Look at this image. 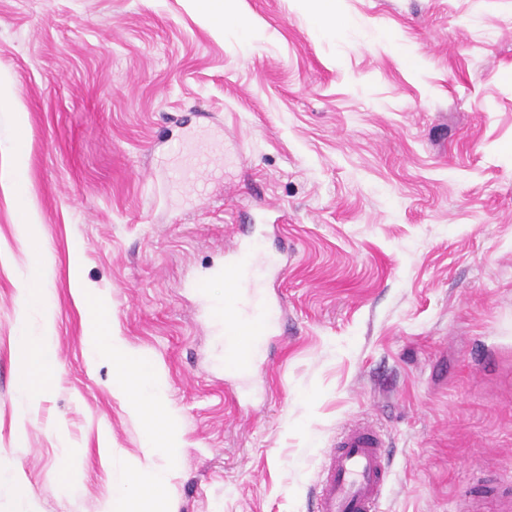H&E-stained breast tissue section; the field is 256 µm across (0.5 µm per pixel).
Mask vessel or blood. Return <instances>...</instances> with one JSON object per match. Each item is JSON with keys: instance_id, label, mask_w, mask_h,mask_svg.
Listing matches in <instances>:
<instances>
[{"instance_id": "vessel-or-blood-1", "label": "vessel or blood", "mask_w": 512, "mask_h": 512, "mask_svg": "<svg viewBox=\"0 0 512 512\" xmlns=\"http://www.w3.org/2000/svg\"><path fill=\"white\" fill-rule=\"evenodd\" d=\"M215 161L211 153L190 152L167 168L170 184L192 183L199 197H206ZM288 267L282 254L262 250L256 238L240 240L228 254L222 274L229 283L224 298V372L243 378L259 365L265 341L280 335L281 306L267 291L278 283ZM250 328L254 343L238 347L236 336ZM389 472L385 441L371 424L349 423L334 448L325 455L318 476L316 512H378Z\"/></svg>"}]
</instances>
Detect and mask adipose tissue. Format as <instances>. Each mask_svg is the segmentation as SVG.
I'll list each match as a JSON object with an SVG mask.
<instances>
[{
    "mask_svg": "<svg viewBox=\"0 0 512 512\" xmlns=\"http://www.w3.org/2000/svg\"><path fill=\"white\" fill-rule=\"evenodd\" d=\"M88 352L91 358L103 356L112 360V384L119 398L135 418L146 423L148 462H137L127 467L120 490L103 501L99 512H176L165 490L171 479L169 469L154 465L157 457L172 452L174 414L163 394L153 363L134 354L120 342L111 330L110 316L104 304L88 300ZM20 343L31 346L33 358L29 376L21 385L30 398H37L38 389L32 375H48L55 363L54 344L47 336H31L20 332Z\"/></svg>",
    "mask_w": 512,
    "mask_h": 512,
    "instance_id": "obj_1",
    "label": "adipose tissue"
}]
</instances>
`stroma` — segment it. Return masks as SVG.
Here are the masks:
<instances>
[{"instance_id":"1","label":"stroma","mask_w":512,"mask_h":512,"mask_svg":"<svg viewBox=\"0 0 512 512\" xmlns=\"http://www.w3.org/2000/svg\"><path fill=\"white\" fill-rule=\"evenodd\" d=\"M0 0V173L27 172V241L0 185V512H99L146 429L86 352L85 296L156 367L175 414L177 512H310L324 454L375 424L380 512L512 499V0ZM204 112L224 141L209 199L161 188L167 147ZM288 250L250 396L213 365L200 299L238 216ZM48 273L56 362L29 403L18 278ZM80 276L71 279L70 268Z\"/></svg>"}]
</instances>
